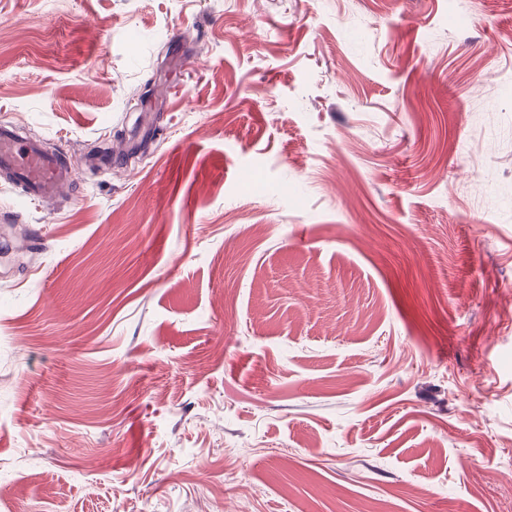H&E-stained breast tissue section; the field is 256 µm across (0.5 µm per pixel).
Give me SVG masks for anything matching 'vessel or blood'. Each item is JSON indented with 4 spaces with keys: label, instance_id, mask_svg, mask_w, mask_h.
<instances>
[{
    "label": "vessel or blood",
    "instance_id": "obj_1",
    "mask_svg": "<svg viewBox=\"0 0 512 512\" xmlns=\"http://www.w3.org/2000/svg\"><path fill=\"white\" fill-rule=\"evenodd\" d=\"M0 171L8 173L20 197L52 205L73 181L67 157L43 151L12 126L0 128Z\"/></svg>",
    "mask_w": 512,
    "mask_h": 512
}]
</instances>
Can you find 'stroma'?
<instances>
[{
  "instance_id": "35a3bbf8",
  "label": "stroma",
  "mask_w": 512,
  "mask_h": 512,
  "mask_svg": "<svg viewBox=\"0 0 512 512\" xmlns=\"http://www.w3.org/2000/svg\"><path fill=\"white\" fill-rule=\"evenodd\" d=\"M14 123L0 512H512V0H0ZM0 171L9 174V184L20 188V197L52 205L73 181L67 157L43 151L12 126L0 128Z\"/></svg>"
}]
</instances>
